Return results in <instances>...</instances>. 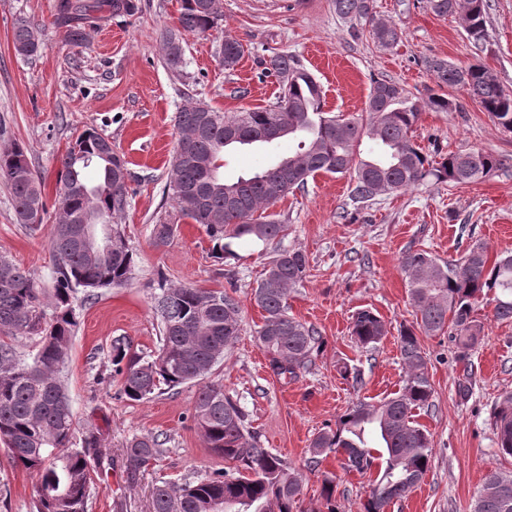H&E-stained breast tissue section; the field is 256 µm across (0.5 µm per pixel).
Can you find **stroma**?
Listing matches in <instances>:
<instances>
[{
    "mask_svg": "<svg viewBox=\"0 0 512 512\" xmlns=\"http://www.w3.org/2000/svg\"><path fill=\"white\" fill-rule=\"evenodd\" d=\"M131 16L101 21L85 45L68 43L54 26L56 0H0V143L18 141L44 179L42 224H17L10 190L0 182V255L34 275L43 294L53 288L50 248L60 213L57 159L84 129L110 138L131 173L130 206L122 222L136 254L129 283L77 297L78 321L64 371L75 415V433L102 428L103 446L114 464L99 475L88 512H152V489L161 480L194 484L225 468L197 429V387L186 384L152 398L132 401L121 393L113 371L111 344L126 337L145 356L158 349L154 297L161 283L204 289L235 285L242 305L238 342L216 364L208 382L222 385L245 414L260 447L304 473L300 498L305 512H318L323 474L335 475L339 512H361L371 474L344 471L342 455L328 454L307 472L311 440L335 424L352 401L376 402L400 389L403 368L397 337L413 321L402 254L425 250L441 262H459L475 245L489 257L512 251V132L504 130L464 88L437 87L424 66L438 58L457 67L484 66L512 95V0H489L487 37L476 45L460 17H439L423 0H373L377 18L395 23L399 43L379 47L364 22L340 17L333 0H220L217 27L183 40L185 64L170 69L164 43L176 27L180 0H136ZM39 28L44 48L32 59L18 56L12 33L17 20ZM238 40L244 54L233 69L222 64L225 39ZM276 53L296 58L320 81L324 110L357 117L367 108L373 80H391L417 96L439 90L463 104L460 112L425 110L414 142L432 159L449 153L483 151L500 161L481 182L452 185L427 180L408 192L354 203L346 175L320 174L305 189L271 206L288 226L285 249L303 251L309 271L288 296V312L313 326L322 348L314 364L290 378L273 373L257 341L263 322L253 290L274 249L251 241L235 257L219 260L199 225L180 221L169 243H151L153 224L173 214L164 187L178 139L176 116L190 102L240 112L275 102L279 85L264 62ZM290 141L274 148L231 151L224 175L252 174L292 153ZM376 310L387 335L377 348H358L351 336L354 314ZM480 344L461 354L450 334L421 336L434 390L431 410L417 420L428 430L431 468L421 485L395 500L387 512H470L486 474L512 470L501 456L493 409L512 393V319L499 320L492 306H479ZM358 366L362 383L344 381L337 363ZM164 436L160 459L129 483L123 452L132 436ZM35 473L13 465L0 443V512H37Z\"/></svg>",
    "mask_w": 512,
    "mask_h": 512,
    "instance_id": "1",
    "label": "stroma"
}]
</instances>
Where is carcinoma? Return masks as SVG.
<instances>
[{"label": "carcinoma", "mask_w": 512, "mask_h": 512, "mask_svg": "<svg viewBox=\"0 0 512 512\" xmlns=\"http://www.w3.org/2000/svg\"><path fill=\"white\" fill-rule=\"evenodd\" d=\"M55 24L65 29L71 43H82V24L94 12L131 14L135 0H58ZM202 0H181L178 33L165 39L167 65L184 64L179 33L204 34L217 26L220 14L206 10ZM474 10L458 8V0H424L437 16L457 15L474 44L484 38L487 0H473ZM343 18L363 19L382 48L401 38L396 25L373 13L372 0H335ZM15 52L37 55L42 42L24 21L13 29ZM224 68L236 66L241 44L224 40ZM266 70L279 82L281 95L273 106L256 107L228 115L218 109L202 112L194 105L178 113L179 138L172 157L167 196L179 218L203 227L220 259L236 255L240 240L270 244L283 237L288 225L266 215V210L290 192L304 187L320 173L348 174L351 198L367 203L377 197L407 191L431 177L453 185L478 182L500 165L492 154L474 151L450 153L436 162L411 140L422 107L453 112L461 106L433 93L420 101L400 84L377 79L367 102L368 118L326 117L323 91L316 78L294 58L275 53ZM437 86H461L496 123L512 132V95L481 65L458 68L442 59L425 61ZM285 138L297 141L296 150L270 166L245 177L227 180L221 175L224 155L231 149L273 145ZM368 138L378 148L361 155ZM107 137L94 128L80 133L58 159L56 185L61 213L54 224L50 247L54 257L52 299L45 303L29 273L0 256V442L12 463L38 476V512H87L95 475L112 460L92 452L101 447L102 430L73 442V411L62 381L77 321L72 295L120 287L131 278L134 254L126 239L107 252L101 244H80L77 227L96 235L110 227L129 206L128 176H117L127 162L105 147ZM0 181L8 185L16 223L28 224V215L46 211L42 182L34 173L28 149L11 141L0 145ZM177 225H153L152 242L166 245ZM400 267L415 309L416 323L398 337L404 376L402 388L377 404L351 403L336 427L319 432L310 445V463L328 453H341L359 472L381 461L363 512H386L393 501L419 485L431 468L429 433L415 421V411L429 407L433 388L418 333L435 336L453 326L454 341L463 350L474 347L482 326L473 313L483 300L495 302L494 316L512 318V253L489 262L480 245L461 263H439L425 250L405 252ZM309 262L299 250L283 249L268 263L254 289L253 301L263 312L257 339L278 376L294 378L312 363L322 340L314 328L288 313V294L307 278ZM161 320L160 346L154 355L131 350L125 338L112 342L114 373L121 377L123 395L134 401L149 398L167 387L195 383L199 391L193 420L206 447L232 467L197 484L175 488L163 481L153 493V512H215L224 504H245L247 512H303L300 493L303 474L279 456L258 446L245 425V414L224 395V388L205 382L212 368L224 360L241 331V304L234 293L191 285L164 284L154 298ZM387 334L385 321L365 308L353 318L351 335L358 347L374 349ZM39 338L35 353L24 357L5 339ZM497 447L512 457V393L493 411ZM162 442L153 435L133 437L126 446L125 467L130 482L141 469L157 460ZM319 512H338L335 478L322 480ZM472 512H512V471L494 470L474 499Z\"/></svg>", "instance_id": "cac0c4a2"}]
</instances>
